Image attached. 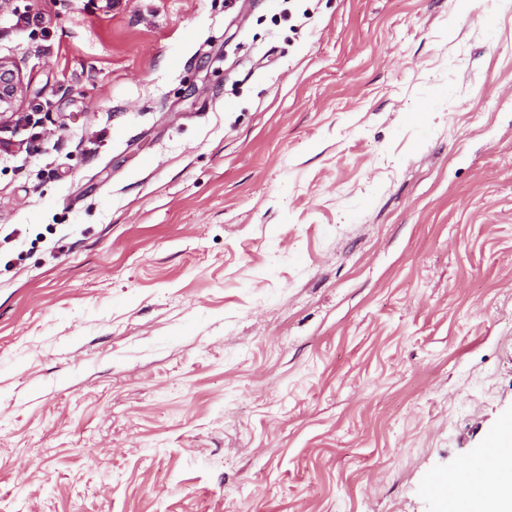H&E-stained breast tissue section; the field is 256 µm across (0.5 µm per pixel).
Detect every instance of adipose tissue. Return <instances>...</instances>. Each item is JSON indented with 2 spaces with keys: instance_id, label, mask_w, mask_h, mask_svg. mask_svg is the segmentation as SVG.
Returning a JSON list of instances; mask_svg holds the SVG:
<instances>
[{
  "instance_id": "adipose-tissue-1",
  "label": "adipose tissue",
  "mask_w": 512,
  "mask_h": 512,
  "mask_svg": "<svg viewBox=\"0 0 512 512\" xmlns=\"http://www.w3.org/2000/svg\"><path fill=\"white\" fill-rule=\"evenodd\" d=\"M488 464L490 480L463 485L470 512H512V431L494 439Z\"/></svg>"
}]
</instances>
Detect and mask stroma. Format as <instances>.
Instances as JSON below:
<instances>
[{
  "mask_svg": "<svg viewBox=\"0 0 512 512\" xmlns=\"http://www.w3.org/2000/svg\"><path fill=\"white\" fill-rule=\"evenodd\" d=\"M0 512H442L512 422V0H10Z\"/></svg>",
  "mask_w": 512,
  "mask_h": 512,
  "instance_id": "obj_1",
  "label": "stroma"
}]
</instances>
